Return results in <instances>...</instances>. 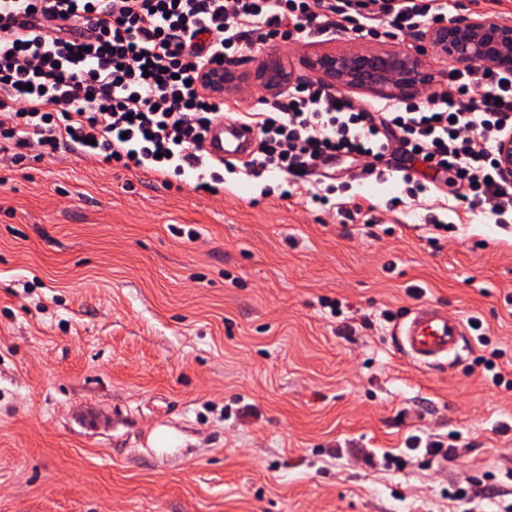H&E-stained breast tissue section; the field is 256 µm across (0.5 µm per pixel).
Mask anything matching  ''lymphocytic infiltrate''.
<instances>
[{"label":"lymphocytic infiltrate","instance_id":"obj_1","mask_svg":"<svg viewBox=\"0 0 512 512\" xmlns=\"http://www.w3.org/2000/svg\"><path fill=\"white\" fill-rule=\"evenodd\" d=\"M452 20L442 0H0V159L38 161L70 143L105 165L193 170L195 190L212 188L224 181L203 154L224 112L205 86L215 61L277 39L414 38ZM245 118L260 139L251 174L324 184L312 201L337 191L323 166L348 160L385 182L400 152L447 173L469 211L512 222L499 162L512 136V72L454 68L428 104L407 97L392 110L301 84Z\"/></svg>","mask_w":512,"mask_h":512}]
</instances>
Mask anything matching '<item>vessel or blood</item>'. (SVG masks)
Here are the masks:
<instances>
[{
	"label": "vessel or blood",
	"instance_id": "b4317fda",
	"mask_svg": "<svg viewBox=\"0 0 512 512\" xmlns=\"http://www.w3.org/2000/svg\"><path fill=\"white\" fill-rule=\"evenodd\" d=\"M257 142L254 127L240 119L216 118L205 139L207 157L214 164L246 161ZM398 354L423 369L451 367L471 345L462 316H449L439 304L424 301L404 311L392 327Z\"/></svg>",
	"mask_w": 512,
	"mask_h": 512
}]
</instances>
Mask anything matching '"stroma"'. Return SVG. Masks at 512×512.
<instances>
[{"instance_id":"35a3bbf8","label":"stroma","mask_w":512,"mask_h":512,"mask_svg":"<svg viewBox=\"0 0 512 512\" xmlns=\"http://www.w3.org/2000/svg\"><path fill=\"white\" fill-rule=\"evenodd\" d=\"M419 43L273 41L236 59L245 111L258 64ZM374 227L279 174L224 191L64 150L0 164V512H495L512 500V388L474 363L419 369L392 317L422 301L479 318L512 379V227L453 188L389 207L398 181H352ZM437 216L450 229L436 234ZM340 302L331 314L324 300ZM353 332L342 335L343 325ZM452 438V455L410 437ZM402 467L366 465L362 450ZM465 498H454L457 489Z\"/></svg>"}]
</instances>
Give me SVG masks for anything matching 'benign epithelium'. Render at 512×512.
Segmentation results:
<instances>
[{
  "mask_svg": "<svg viewBox=\"0 0 512 512\" xmlns=\"http://www.w3.org/2000/svg\"><path fill=\"white\" fill-rule=\"evenodd\" d=\"M421 39L458 63L512 71L511 18L483 14L463 17L428 28ZM309 67L325 78V85L333 88L369 87L403 95L417 92L427 83L417 58L384 47L324 52L309 61ZM255 77L268 91L277 93L294 79V73L279 62H264L257 67ZM232 82L234 75L228 69L212 71L206 76V83L215 96L224 94L225 87Z\"/></svg>",
  "mask_w": 512,
  "mask_h": 512,
  "instance_id": "7a95c632",
  "label": "benign epithelium"
}]
</instances>
